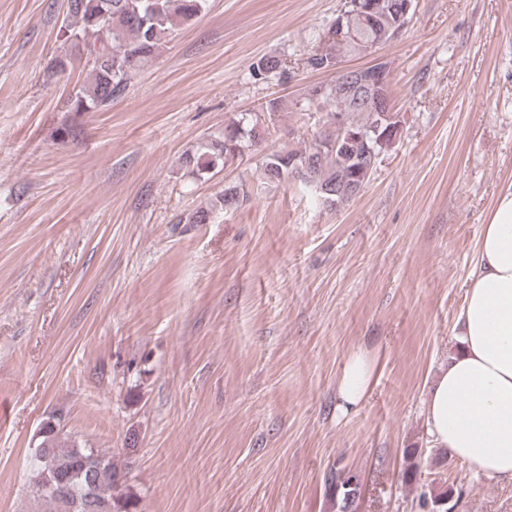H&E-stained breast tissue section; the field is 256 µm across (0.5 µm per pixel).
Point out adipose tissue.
Wrapping results in <instances>:
<instances>
[{
	"label": "adipose tissue",
	"instance_id": "1",
	"mask_svg": "<svg viewBox=\"0 0 512 512\" xmlns=\"http://www.w3.org/2000/svg\"><path fill=\"white\" fill-rule=\"evenodd\" d=\"M459 324L460 348L428 392V432L476 474L512 480V184L483 226ZM374 373L365 355H349L338 386L346 406L363 400Z\"/></svg>",
	"mask_w": 512,
	"mask_h": 512
}]
</instances>
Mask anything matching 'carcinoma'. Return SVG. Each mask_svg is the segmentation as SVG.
<instances>
[{
	"label": "carcinoma",
	"mask_w": 512,
	"mask_h": 512,
	"mask_svg": "<svg viewBox=\"0 0 512 512\" xmlns=\"http://www.w3.org/2000/svg\"><path fill=\"white\" fill-rule=\"evenodd\" d=\"M405 0H390L384 10L354 18L358 42L377 39L384 32L397 29V17ZM208 0H67L66 27L63 31L69 48L87 58L88 80L66 102L69 112L103 110L120 97L149 62L159 55L179 26L195 19L207 8ZM326 50L315 52L306 64L313 70L332 68V62L356 51L357 42L325 35ZM285 72V64L275 56L262 57L252 64L251 76L265 81ZM343 76L335 74L325 86H316L300 103L302 112L326 111L324 124H336V115L347 121L337 133L326 134L304 149L273 151L265 156L263 179L277 185L292 173L304 172L300 181L315 189L331 205L347 202L357 196L355 190L365 186L374 169L365 164L366 146L351 144L347 153L341 147L350 131L373 133L381 121L380 113L357 109L352 98L339 91ZM324 95L318 97V90ZM280 98L268 100L262 112L250 115L242 112L224 126V133L202 140L180 157V169L201 179L236 158V151L260 148L265 127L262 117L283 110ZM244 189L229 187L204 207L196 209L180 221L187 224H207L218 210L234 211L247 202ZM34 456L38 468L33 479L34 497L50 505L52 512H135L137 501L130 491L127 467L112 461V457L94 453L76 443L69 445L54 435L39 437ZM47 479L62 483L68 492L63 501L42 494L37 488ZM354 473L338 471L327 478V485L336 499L339 512H352L360 489L351 485ZM463 491L443 490L436 498L428 499L425 488L418 493L419 505L461 500Z\"/></svg>",
	"instance_id": "obj_1"
}]
</instances>
